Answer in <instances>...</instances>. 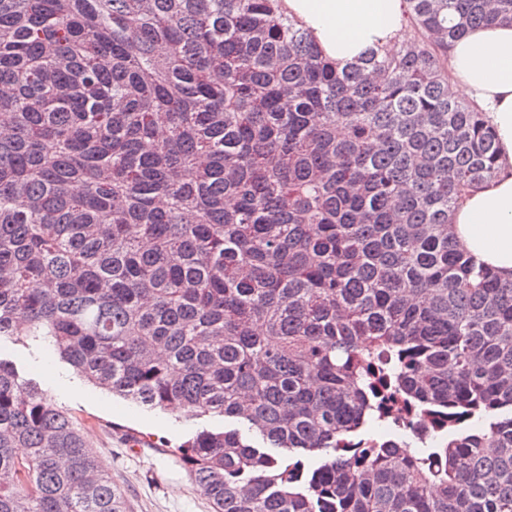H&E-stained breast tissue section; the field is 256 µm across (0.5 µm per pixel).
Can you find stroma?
Returning <instances> with one entry per match:
<instances>
[{"label":"stroma","mask_w":512,"mask_h":512,"mask_svg":"<svg viewBox=\"0 0 512 512\" xmlns=\"http://www.w3.org/2000/svg\"><path fill=\"white\" fill-rule=\"evenodd\" d=\"M0 358L37 381L56 406L84 428L103 471L126 500L128 512H212L208 498L178 460V446L197 431L223 430L219 415L186 417L150 410L80 379L45 345L23 336L0 339Z\"/></svg>","instance_id":"1"}]
</instances>
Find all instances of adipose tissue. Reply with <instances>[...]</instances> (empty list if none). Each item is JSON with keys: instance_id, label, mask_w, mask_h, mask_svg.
<instances>
[{"instance_id": "obj_1", "label": "adipose tissue", "mask_w": 512, "mask_h": 512, "mask_svg": "<svg viewBox=\"0 0 512 512\" xmlns=\"http://www.w3.org/2000/svg\"><path fill=\"white\" fill-rule=\"evenodd\" d=\"M293 19L313 35L324 54L345 65L370 50L395 49L409 40L403 0H283ZM454 91L486 112L501 157L494 179L460 200L450 231L478 262L512 279V25L473 28L448 48Z\"/></svg>"}]
</instances>
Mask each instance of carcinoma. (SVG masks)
<instances>
[{
	"label": "carcinoma",
	"instance_id": "obj_1",
	"mask_svg": "<svg viewBox=\"0 0 512 512\" xmlns=\"http://www.w3.org/2000/svg\"><path fill=\"white\" fill-rule=\"evenodd\" d=\"M403 2L340 70L281 0H0V337L239 423L180 445L213 512H512V280L448 232L500 148L447 66L512 0ZM0 512H126L1 359Z\"/></svg>",
	"mask_w": 512,
	"mask_h": 512
}]
</instances>
